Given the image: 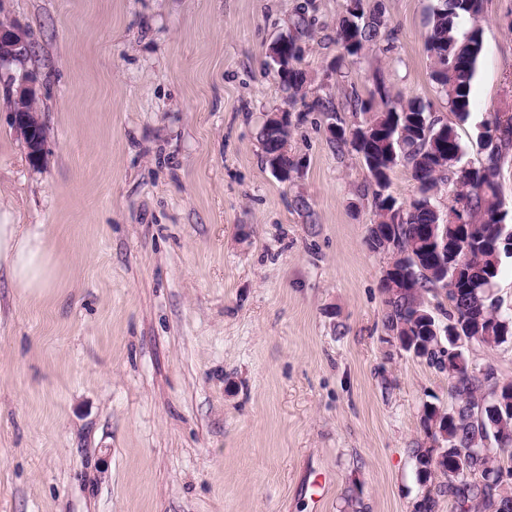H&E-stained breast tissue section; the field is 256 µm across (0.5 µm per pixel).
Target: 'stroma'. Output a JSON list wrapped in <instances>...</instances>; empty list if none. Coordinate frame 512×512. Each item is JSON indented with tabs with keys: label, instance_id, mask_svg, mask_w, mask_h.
Returning <instances> with one entry per match:
<instances>
[{
	"label": "stroma",
	"instance_id": "stroma-1",
	"mask_svg": "<svg viewBox=\"0 0 512 512\" xmlns=\"http://www.w3.org/2000/svg\"><path fill=\"white\" fill-rule=\"evenodd\" d=\"M436 0H365L390 32L346 59L347 0H0L33 52L0 74V205L58 258L38 296L0 284V512H413L425 406L448 376L383 325L375 187L338 146L392 98L449 119L424 48ZM465 161L512 114V0H486ZM297 39L289 101L269 46ZM34 73L32 165L11 92ZM363 101L366 110L354 109ZM289 111L288 180L265 162Z\"/></svg>",
	"mask_w": 512,
	"mask_h": 512
}]
</instances>
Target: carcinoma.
Instances as JSON below:
<instances>
[{
	"instance_id": "carcinoma-1",
	"label": "carcinoma",
	"mask_w": 512,
	"mask_h": 512,
	"mask_svg": "<svg viewBox=\"0 0 512 512\" xmlns=\"http://www.w3.org/2000/svg\"><path fill=\"white\" fill-rule=\"evenodd\" d=\"M356 8L357 13L346 11L336 31L343 55L351 58L364 55L384 25L379 13L365 18L364 0H357ZM483 11L484 0H437L431 10L426 39L431 78L445 94L455 122L441 120L420 102H396L378 87L385 110L361 123L369 133L350 140L339 121L332 137L362 157L376 186L377 222L368 229L366 246L403 255L398 270L382 279L387 293L384 327L405 351L448 371L455 405L443 412L425 407V433L442 447L417 452L418 478L426 483L435 473L442 474L440 492L453 499L455 512H512V482L486 481L505 467L481 454L459 461L456 453L458 448H479L489 439L512 461V380L499 378L490 363H472L464 346L457 360L442 359V344L452 332L467 336L468 344L490 348L512 340V311L503 308L496 292L504 260L512 256L503 244L512 225L505 223L507 212L496 181L512 150V116L494 120L492 130L483 125L478 146L484 161L478 167L462 162L464 148L456 130V124L470 117L471 85L483 50L480 28L461 37L459 24L477 21ZM279 78L291 99L305 84V74L296 67ZM261 138L271 167L281 139L267 126ZM398 165L410 168L418 183V194L402 214L396 199L385 193L390 172ZM446 186L453 189V197L445 212L435 195ZM434 236L445 243L441 253L431 242ZM432 297L437 299L434 305ZM436 310L445 321L435 316ZM505 469L512 472L511 466Z\"/></svg>"
}]
</instances>
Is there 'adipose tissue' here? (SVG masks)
<instances>
[{"label":"adipose tissue","instance_id":"adipose-tissue-1","mask_svg":"<svg viewBox=\"0 0 512 512\" xmlns=\"http://www.w3.org/2000/svg\"><path fill=\"white\" fill-rule=\"evenodd\" d=\"M57 261L41 225L13 224L0 215V277L24 294L52 287Z\"/></svg>","mask_w":512,"mask_h":512}]
</instances>
